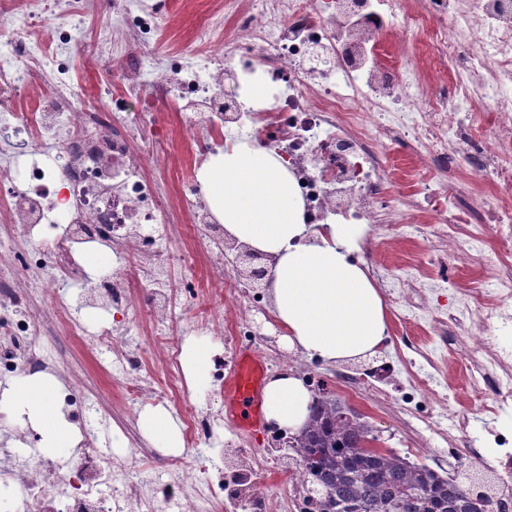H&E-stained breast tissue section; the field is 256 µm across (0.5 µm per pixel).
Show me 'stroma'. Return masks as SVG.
<instances>
[{
  "label": "stroma",
  "instance_id": "1",
  "mask_svg": "<svg viewBox=\"0 0 512 512\" xmlns=\"http://www.w3.org/2000/svg\"><path fill=\"white\" fill-rule=\"evenodd\" d=\"M215 2L169 0L154 45L159 61L168 62L177 57L190 65L201 60L202 49L194 41V31ZM102 19L101 0H87L86 12L80 20L84 43L72 52L68 68L82 100L105 109L110 106L112 92L118 86L117 70L112 62L88 58V44ZM129 115L135 126L149 121L157 131L165 134L168 147L159 155L152 174L165 181L175 204L185 205L189 183L197 177L196 147L180 136L175 104L154 98L147 90L130 99ZM433 243L429 234L412 236L391 227L381 229L377 235L365 236L359 248L372 250L374 265L382 274L377 286L386 304L389 337L373 356L336 362L306 357L302 365L311 376L328 381L341 404L361 414L373 426L385 448L407 457L410 462L427 464L444 476L455 477L463 473L481 476L488 482L491 495L495 496L499 493L498 474L487 461L499 456L500 451L492 447L479 448L478 443L492 427L512 432V409L491 415L471 403L464 367L453 352V337L438 333L434 326L436 320L447 316L455 302L458 290L453 286L454 281L492 287L496 252L494 232L486 230L484 240L478 246L476 263L466 269L423 267L422 261ZM409 267L420 268L424 277L442 283L441 288L430 296L423 312L414 319L408 318L395 303L403 287L404 271ZM249 294L254 298L256 320L263 328L259 334L240 337L239 342L252 346L263 362L265 375L269 376L287 368L288 351L271 323L268 290L253 288ZM81 316L91 325H111L114 332L124 336L131 346L142 354H149L150 329L146 311L132 314L119 307L109 311L85 308ZM108 359L105 349L91 350L68 340L59 349L61 367L82 373L89 391L104 392L102 404L112 409V426L124 446L122 456L128 466L135 471L145 467L165 469L166 459L157 452L158 441L145 436L138 411L127 406L121 382L106 372ZM382 363L395 368L389 397L373 399L355 389V380ZM415 383L431 386L433 396L428 404H402V395ZM190 398L216 419L206 445L221 452L225 478H232L240 468L234 449L249 448L253 451L250 468L267 475L264 491L287 496L284 475L288 449L275 447L268 429L252 434L228 426L224 421L223 404L214 403L210 397L209 383L197 385ZM457 416L469 420V438L453 433L452 420Z\"/></svg>",
  "mask_w": 512,
  "mask_h": 512
}]
</instances>
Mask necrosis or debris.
I'll return each mask as SVG.
<instances>
[{
    "instance_id": "4bbe7bcc",
    "label": "necrosis or debris",
    "mask_w": 512,
    "mask_h": 512,
    "mask_svg": "<svg viewBox=\"0 0 512 512\" xmlns=\"http://www.w3.org/2000/svg\"><path fill=\"white\" fill-rule=\"evenodd\" d=\"M85 0H0L1 13L27 16L23 27L0 28V205L21 235L34 239L27 252L0 243V380L43 374L58 379L57 399L73 413L80 438L76 463L40 456L28 459L0 450V502L7 512H216L224 491L214 464L199 457L172 458L174 481L148 470L133 478L115 451L93 445L84 426L87 398L80 381L64 375L43 343L49 333L78 342L104 340L134 408L162 399L180 406L190 440H206L213 425L190 397L161 390L144 376L142 356L106 328L90 329L68 313L56 289L34 278L53 268L66 278H84L79 257L96 245L142 262L145 286L132 295L128 265L104 269L82 297L86 307L141 302L153 314L154 348L167 371L181 365L182 348L169 336L171 297L168 239L180 233L175 216H164L165 188L148 172L157 153L155 133L129 128L121 102L108 111L80 100L62 61L83 40L77 25L45 36L37 20L47 11L76 16ZM93 43L98 58L118 67L128 95L151 90L179 105L180 128L202 153L220 147L214 127L250 125L258 144L282 152L294 174L310 224H362L373 231L391 224L419 232L416 216L431 214L436 253L430 264L472 265V244L495 229L499 263L493 294L465 286L449 328L459 331L454 350L470 375V395L490 412L512 405V352L499 345L493 322L512 300V0H424L407 13L404 0H365L359 16L347 18L337 0H224L196 30L195 40L218 48L207 76L182 62L158 63L152 54L158 9L145 0H108ZM419 36L448 67V81L429 88L417 60L384 66L378 45L384 32ZM326 62L313 67L315 49ZM243 55L264 70L280 91L269 106L242 109L224 96L225 57ZM40 88L21 107L25 88ZM410 144L424 177L412 198L390 190L387 143ZM465 170L492 190L455 201L438 177ZM223 257H213L202 280L187 279V298L201 305L208 334L224 333V314L237 321L253 307L231 287ZM305 474H287L290 500L265 496L262 474L239 480L231 498L244 512H308Z\"/></svg>"
}]
</instances>
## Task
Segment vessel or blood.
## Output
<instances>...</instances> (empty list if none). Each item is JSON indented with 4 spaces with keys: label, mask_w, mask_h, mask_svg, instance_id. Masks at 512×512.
Listing matches in <instances>:
<instances>
[{
    "label": "vessel or blood",
    "mask_w": 512,
    "mask_h": 512,
    "mask_svg": "<svg viewBox=\"0 0 512 512\" xmlns=\"http://www.w3.org/2000/svg\"><path fill=\"white\" fill-rule=\"evenodd\" d=\"M262 368L254 350L239 347L231 375V383L224 391V417L234 425H248L250 430L260 427L259 410L262 405Z\"/></svg>",
    "instance_id": "obj_1"
}]
</instances>
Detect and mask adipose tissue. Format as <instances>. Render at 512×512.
I'll return each mask as SVG.
<instances>
[{
  "mask_svg": "<svg viewBox=\"0 0 512 512\" xmlns=\"http://www.w3.org/2000/svg\"><path fill=\"white\" fill-rule=\"evenodd\" d=\"M209 209L227 238L263 258L271 277L272 317L286 348L326 362L375 353L388 337L386 305L367 268L351 254L366 229L361 224L305 222L304 202L293 173L276 152L240 140L209 156L198 171ZM55 383L42 376L14 381L9 394L33 423L51 420L43 449L70 441L72 429L52 419ZM312 394L285 372L263 390L268 420L288 433L304 428ZM146 435L167 453L178 452L182 428L162 406L140 417Z\"/></svg>",
  "mask_w": 512,
  "mask_h": 512,
  "instance_id": "ef3b65f1",
  "label": "adipose tissue"
}]
</instances>
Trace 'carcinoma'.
I'll return each instance as SVG.
<instances>
[{"label": "carcinoma", "instance_id": "carcinoma-1", "mask_svg": "<svg viewBox=\"0 0 512 512\" xmlns=\"http://www.w3.org/2000/svg\"><path fill=\"white\" fill-rule=\"evenodd\" d=\"M375 438L364 418L322 387L314 391L310 419L293 436L288 468L307 475L312 512H485L472 500L468 476L444 477L383 449L366 453Z\"/></svg>", "mask_w": 512, "mask_h": 512}]
</instances>
